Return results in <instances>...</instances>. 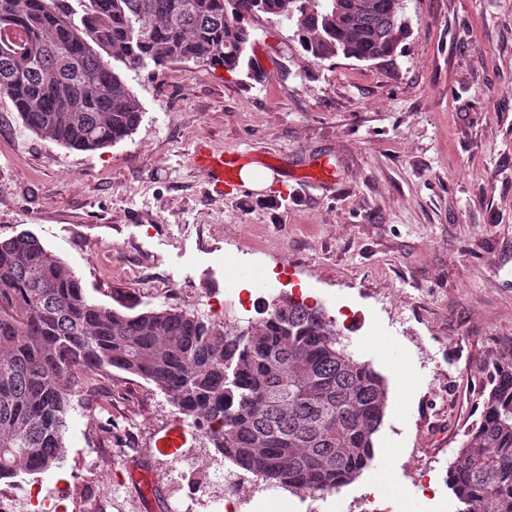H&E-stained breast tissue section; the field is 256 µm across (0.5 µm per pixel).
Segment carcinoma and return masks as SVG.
<instances>
[{
  "mask_svg": "<svg viewBox=\"0 0 512 512\" xmlns=\"http://www.w3.org/2000/svg\"><path fill=\"white\" fill-rule=\"evenodd\" d=\"M286 19L303 49L386 59L408 35L403 0H0V96L23 125L77 151L130 136L142 107L121 64L192 62L233 72L257 13ZM150 24L141 39L130 32ZM116 369L154 384L239 468L331 494L367 467L388 389L321 308L287 301L247 327L176 307L93 301L29 232L0 240V480L64 460L74 398ZM480 419L448 467L466 512H512V359L493 363Z\"/></svg>",
  "mask_w": 512,
  "mask_h": 512,
  "instance_id": "carcinoma-1",
  "label": "carcinoma"
}]
</instances>
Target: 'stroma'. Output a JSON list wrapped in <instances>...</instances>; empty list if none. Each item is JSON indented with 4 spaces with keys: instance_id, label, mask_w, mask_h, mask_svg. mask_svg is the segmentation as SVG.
Masks as SVG:
<instances>
[{
    "instance_id": "35a3bbf8",
    "label": "stroma",
    "mask_w": 512,
    "mask_h": 512,
    "mask_svg": "<svg viewBox=\"0 0 512 512\" xmlns=\"http://www.w3.org/2000/svg\"><path fill=\"white\" fill-rule=\"evenodd\" d=\"M390 61L306 52L257 14L233 73L173 62L125 78L143 111L124 140L76 151L26 129L0 97V239L28 230L109 306L123 294L230 325L300 294L353 318L341 340L385 379L374 459L315 512L378 491L391 512H463L445 480L512 356V0H405ZM274 157L272 186L216 191L199 144ZM330 164L333 180L303 172ZM217 453L155 385L116 371L68 418L64 464L0 482L42 512H187ZM432 468L435 498L415 486ZM152 486L145 498L129 469ZM248 512H306L258 493Z\"/></svg>"
}]
</instances>
